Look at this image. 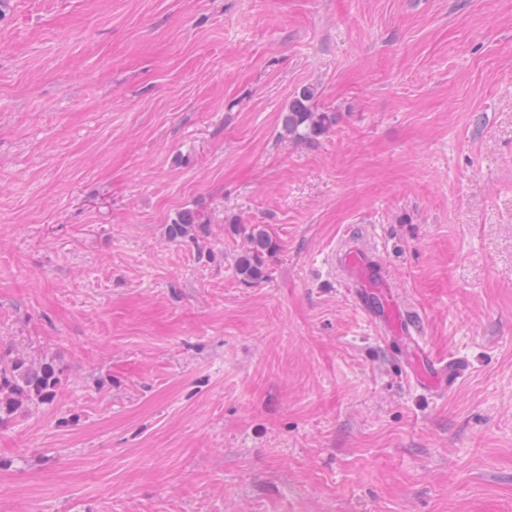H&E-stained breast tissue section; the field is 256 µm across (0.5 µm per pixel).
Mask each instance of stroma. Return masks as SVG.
Here are the masks:
<instances>
[{"label":"stroma","mask_w":512,"mask_h":512,"mask_svg":"<svg viewBox=\"0 0 512 512\" xmlns=\"http://www.w3.org/2000/svg\"><path fill=\"white\" fill-rule=\"evenodd\" d=\"M364 226L448 395L339 283ZM0 341L65 369L0 512H512V0H7ZM314 89L295 95L282 113V132L293 141L313 143L336 124V113L315 111L311 101ZM208 220L199 211L180 212L173 224H168V238L174 242H198V238L207 234ZM248 250L240 256L236 271L239 278L244 282H253L264 276V254L274 249V242L269 233L258 228H253L247 234Z\"/></svg>","instance_id":"obj_1"}]
</instances>
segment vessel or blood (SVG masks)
I'll use <instances>...</instances> for the list:
<instances>
[{"label":"vessel or blood","instance_id":"obj_1","mask_svg":"<svg viewBox=\"0 0 512 512\" xmlns=\"http://www.w3.org/2000/svg\"><path fill=\"white\" fill-rule=\"evenodd\" d=\"M334 266L347 295L392 345L394 358L407 369L413 383L434 395L447 394L466 366L433 350L425 337L423 317L393 289L370 238H341Z\"/></svg>","mask_w":512,"mask_h":512}]
</instances>
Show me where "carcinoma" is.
Returning <instances> with one entry per match:
<instances>
[{
    "mask_svg": "<svg viewBox=\"0 0 512 512\" xmlns=\"http://www.w3.org/2000/svg\"><path fill=\"white\" fill-rule=\"evenodd\" d=\"M314 95L311 88L300 91L282 113V132L293 141L313 143L336 124V113L313 109ZM207 227L208 220L201 212L187 210L167 226V235L174 242L196 243L207 234ZM247 243L236 271L242 281L253 282L263 278V257L274 249V242L266 230L254 228L247 234ZM64 379V369L54 356L33 360L0 343V425L29 405L52 404Z\"/></svg>",
    "mask_w": 512,
    "mask_h": 512,
    "instance_id": "obj_1",
    "label": "carcinoma"
}]
</instances>
